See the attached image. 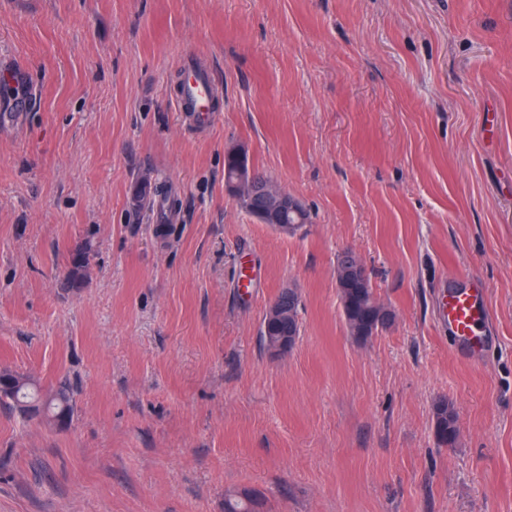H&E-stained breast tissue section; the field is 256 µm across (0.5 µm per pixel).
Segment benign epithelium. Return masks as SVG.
<instances>
[{"mask_svg":"<svg viewBox=\"0 0 512 512\" xmlns=\"http://www.w3.org/2000/svg\"><path fill=\"white\" fill-rule=\"evenodd\" d=\"M225 155L236 161V170L229 188L246 204L253 206L255 214L262 224H269L281 233L294 232L295 225L287 223V215L299 213L300 203L288 192L275 188L272 184L258 178L255 170L246 162L247 149L243 145L232 146ZM366 276L365 268L351 251L346 250L336 265V279L342 281L354 278L358 281ZM298 298L291 290H282L265 311L266 322L282 325L294 320V311ZM297 336L290 333L269 338L268 351L282 354L292 349Z\"/></svg>","mask_w":512,"mask_h":512,"instance_id":"benign-epithelium-1","label":"benign epithelium"}]
</instances>
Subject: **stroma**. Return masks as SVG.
Masks as SVG:
<instances>
[{
    "label": "stroma",
    "mask_w": 512,
    "mask_h": 512,
    "mask_svg": "<svg viewBox=\"0 0 512 512\" xmlns=\"http://www.w3.org/2000/svg\"><path fill=\"white\" fill-rule=\"evenodd\" d=\"M186 57L219 89L200 126L173 103ZM16 110L0 368L75 397L65 430L0 409V512H224L242 490L268 512H512V0H0ZM235 145L310 224L242 209ZM141 180L174 207L136 210ZM346 250L393 315L364 343ZM284 288L300 335L273 355ZM458 288L487 305L478 355L444 317ZM92 244L85 243L77 246L70 255V266L67 272L66 284L70 288H79L83 282L84 272L91 264ZM366 276L365 268L357 257L351 251L346 250L340 256V262L336 265V281L338 284L339 279L345 281L348 278H354L361 281ZM298 298L295 292L287 289L282 290L279 295L270 303L265 311L266 323L282 325L288 321V335L276 336L278 329L268 326L263 328L264 320L260 325V342L266 347L267 336L269 338L267 350L271 353L282 354L288 352L296 344L298 337L289 330V325L294 320V311ZM435 435L439 445L448 446L457 437L456 414L447 402H440L434 411ZM439 436H442L441 439ZM448 438H450L448 440Z\"/></svg>",
    "instance_id": "35a3bbf8"
}]
</instances>
